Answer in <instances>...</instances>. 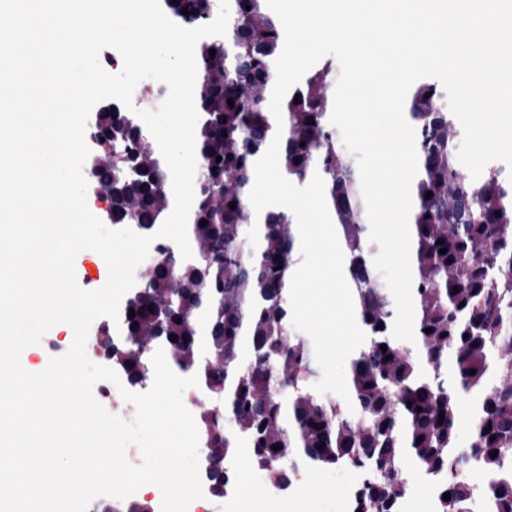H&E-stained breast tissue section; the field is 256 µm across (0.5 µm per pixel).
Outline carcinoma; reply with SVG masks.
Listing matches in <instances>:
<instances>
[{
    "instance_id": "carcinoma-1",
    "label": "carcinoma",
    "mask_w": 512,
    "mask_h": 512,
    "mask_svg": "<svg viewBox=\"0 0 512 512\" xmlns=\"http://www.w3.org/2000/svg\"><path fill=\"white\" fill-rule=\"evenodd\" d=\"M163 7L175 22H203L219 0H163ZM283 37L266 0H233L224 43L197 45L193 257L162 252L103 352L132 386L151 382L160 347L176 371L198 377L210 402L193 399L196 425L204 479L215 494L224 493L225 463L244 442L276 490L308 467L361 470L351 512H399L408 462L437 479L434 512H472L477 497L486 512H512V179L497 168L462 177V131L445 92L428 78L411 86L405 118L418 156L410 222L414 353L391 335L396 307L375 273L356 166L329 121L332 65L311 70L291 89L282 103L280 170L298 185L316 172L324 180L366 334L346 377L353 408L321 398L311 387L309 344L289 322L293 217L255 214L247 190L276 131L269 103ZM96 132L112 142V159L95 172L99 181L118 180L112 223H162L173 197L158 148L114 114L99 113ZM129 155L142 166L134 182L126 179ZM470 401V441L461 453L456 426ZM469 471L483 474L482 485Z\"/></svg>"
}]
</instances>
